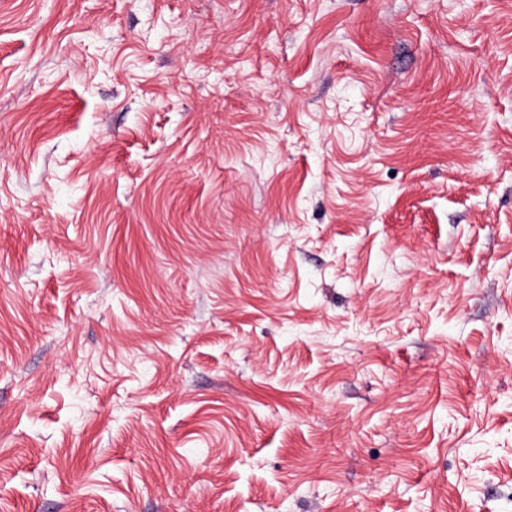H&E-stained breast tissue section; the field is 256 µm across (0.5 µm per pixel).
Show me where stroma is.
<instances>
[{
  "label": "stroma",
  "mask_w": 512,
  "mask_h": 512,
  "mask_svg": "<svg viewBox=\"0 0 512 512\" xmlns=\"http://www.w3.org/2000/svg\"><path fill=\"white\" fill-rule=\"evenodd\" d=\"M0 512H512V0H0Z\"/></svg>",
  "instance_id": "1"
}]
</instances>
